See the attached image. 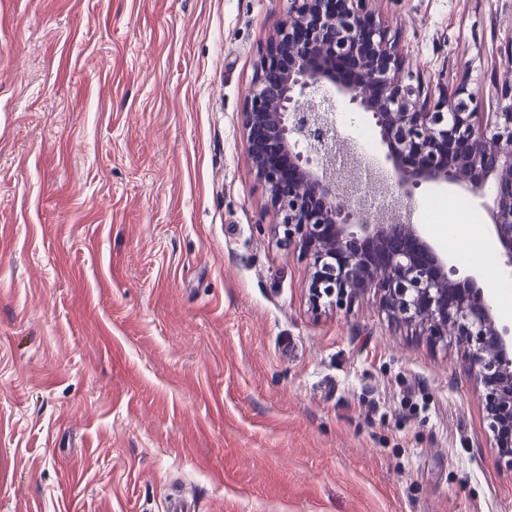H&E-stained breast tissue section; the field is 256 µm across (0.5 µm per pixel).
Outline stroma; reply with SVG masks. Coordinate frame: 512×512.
Instances as JSON below:
<instances>
[{
	"label": "stroma",
	"mask_w": 512,
	"mask_h": 512,
	"mask_svg": "<svg viewBox=\"0 0 512 512\" xmlns=\"http://www.w3.org/2000/svg\"><path fill=\"white\" fill-rule=\"evenodd\" d=\"M425 93L498 111L512 0H368ZM288 0H0V512H512L456 337L313 306L242 114ZM459 186L412 200L449 241Z\"/></svg>",
	"instance_id": "obj_1"
}]
</instances>
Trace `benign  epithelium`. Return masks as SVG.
Listing matches in <instances>:
<instances>
[{
  "instance_id": "benign-epithelium-1",
  "label": "benign epithelium",
  "mask_w": 512,
  "mask_h": 512,
  "mask_svg": "<svg viewBox=\"0 0 512 512\" xmlns=\"http://www.w3.org/2000/svg\"><path fill=\"white\" fill-rule=\"evenodd\" d=\"M366 0H288V21L263 54L242 124L271 223L288 247H305L312 299L338 308L368 288L430 336L453 330L469 348L484 389L497 447L512 438V328L499 324L490 292L474 275L456 277L448 256L422 237L409 201L424 184L460 186L487 197L492 244L512 267V85L504 105L479 119V95L461 86L438 97L404 83L387 29ZM357 64L350 85L330 60ZM340 96L371 113L387 147L386 178L374 191L397 194L377 209L354 197L358 164L336 130ZM288 153L295 176L270 158Z\"/></svg>"
}]
</instances>
